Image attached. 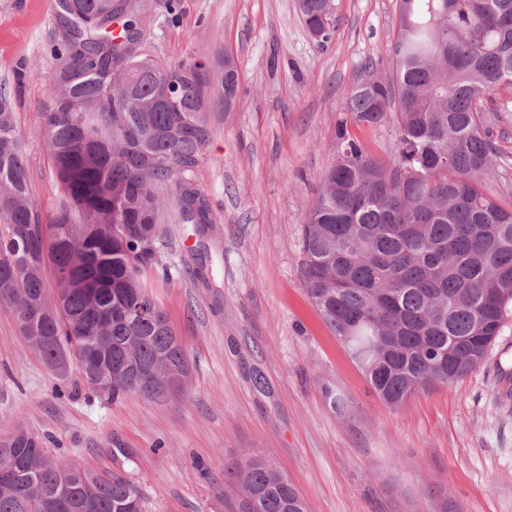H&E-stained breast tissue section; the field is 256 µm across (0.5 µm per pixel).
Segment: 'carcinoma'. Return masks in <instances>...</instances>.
Instances as JSON below:
<instances>
[{
    "mask_svg": "<svg viewBox=\"0 0 512 512\" xmlns=\"http://www.w3.org/2000/svg\"><path fill=\"white\" fill-rule=\"evenodd\" d=\"M65 57L52 74L43 137L61 199L40 222L12 105L0 93V304L43 363L99 356L112 399L148 398L137 373L184 377L183 345L149 292L146 270L172 215L211 223L196 182L210 137L207 112L237 102V73L205 93L198 65L138 52L141 0H58ZM327 0H300L307 28ZM181 111L157 94L184 74ZM512 91V0H399L390 75L348 88L355 123L393 120L396 147L371 155L347 128L305 214L303 281L327 326L388 406L448 385L482 362L512 307V207L485 182L493 128ZM52 283H47L46 272ZM14 463L0 512H143L125 477L54 458L17 429L0 440ZM238 490L228 512H305L288 476L261 456L224 467Z\"/></svg>",
    "mask_w": 512,
    "mask_h": 512,
    "instance_id": "obj_1",
    "label": "carcinoma"
}]
</instances>
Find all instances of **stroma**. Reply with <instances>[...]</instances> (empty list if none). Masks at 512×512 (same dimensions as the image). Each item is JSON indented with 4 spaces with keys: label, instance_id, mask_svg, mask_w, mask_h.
<instances>
[{
    "label": "stroma",
    "instance_id": "35a3bbf8",
    "mask_svg": "<svg viewBox=\"0 0 512 512\" xmlns=\"http://www.w3.org/2000/svg\"><path fill=\"white\" fill-rule=\"evenodd\" d=\"M313 39L298 0H144L141 50L166 64L238 65L233 111L208 113L197 172L212 221L173 224L151 292L191 365L186 393L112 400L53 375L0 305V437L22 426L56 457L136 484L145 512H224L225 465L251 454L288 475L307 512H512V314L465 378L386 406L309 299L302 224L347 123L373 155L392 122L348 123L342 93L387 77L398 0H333ZM54 0H0V91L15 102L40 219L59 202L41 133L57 67ZM487 187L512 205V108ZM171 279H163L161 266ZM341 393L334 411L323 389Z\"/></svg>",
    "mask_w": 512,
    "mask_h": 512
}]
</instances>
